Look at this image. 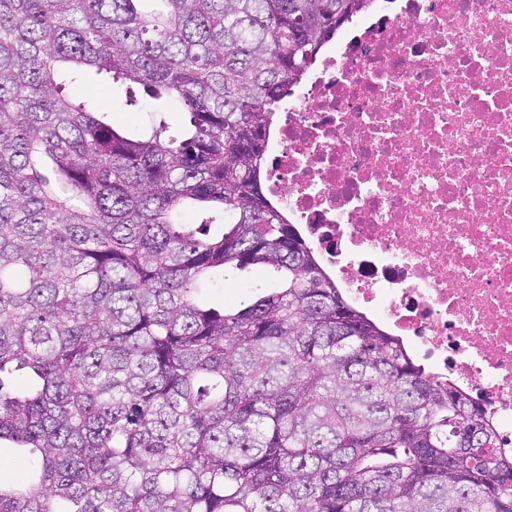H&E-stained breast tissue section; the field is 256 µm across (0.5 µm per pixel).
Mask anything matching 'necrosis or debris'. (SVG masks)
Here are the masks:
<instances>
[{
	"label": "necrosis or debris",
	"mask_w": 512,
	"mask_h": 512,
	"mask_svg": "<svg viewBox=\"0 0 512 512\" xmlns=\"http://www.w3.org/2000/svg\"><path fill=\"white\" fill-rule=\"evenodd\" d=\"M265 195L512 456V0H369L280 105Z\"/></svg>",
	"instance_id": "1"
}]
</instances>
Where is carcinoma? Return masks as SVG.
<instances>
[{"mask_svg":"<svg viewBox=\"0 0 512 512\" xmlns=\"http://www.w3.org/2000/svg\"><path fill=\"white\" fill-rule=\"evenodd\" d=\"M366 3L0 0V512H512L482 406L262 190L277 105ZM86 67L188 121L113 125L66 95ZM249 266L250 301L200 297ZM0 477L3 482H17L23 480L25 472L17 459L15 452L8 445L0 447Z\"/></svg>","mask_w":512,"mask_h":512,"instance_id":"carcinoma-1","label":"carcinoma"}]
</instances>
